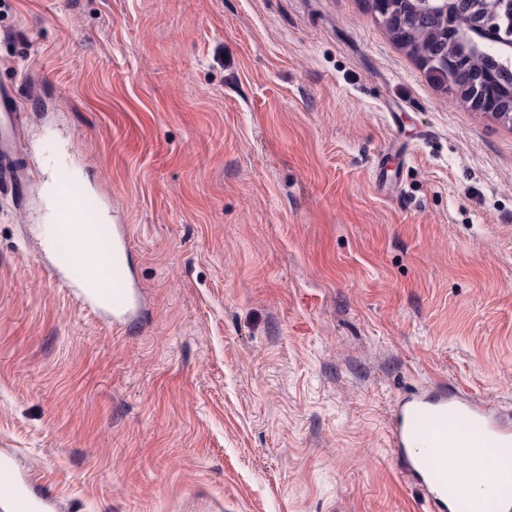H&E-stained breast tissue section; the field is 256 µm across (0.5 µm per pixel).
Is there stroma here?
<instances>
[{"label":"stroma","mask_w":512,"mask_h":512,"mask_svg":"<svg viewBox=\"0 0 512 512\" xmlns=\"http://www.w3.org/2000/svg\"><path fill=\"white\" fill-rule=\"evenodd\" d=\"M0 454L45 512H427L387 428L512 411V126L365 0H0ZM131 238L124 325L46 273L43 173ZM22 112L12 93L0 88V178L15 184L26 179L17 162L21 136Z\"/></svg>","instance_id":"obj_1"}]
</instances>
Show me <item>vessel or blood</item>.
Returning <instances> with one entry per match:
<instances>
[{"instance_id":"b4317fda","label":"vessel or blood","mask_w":512,"mask_h":512,"mask_svg":"<svg viewBox=\"0 0 512 512\" xmlns=\"http://www.w3.org/2000/svg\"><path fill=\"white\" fill-rule=\"evenodd\" d=\"M22 114L12 93L0 88V178L22 183L26 174L17 161ZM55 233L47 267L84 307L108 310L113 324L131 315L136 295L129 276V235L103 223L99 209L74 182L57 183L53 200ZM104 249L107 265L84 263L85 254ZM389 442L407 484L419 488L428 512H462L480 471L454 469L453 457L475 447L511 448L512 414L488 402L481 404L436 383L430 393L413 392L391 416ZM0 500L10 512H42L44 502L19 479L11 458L0 455Z\"/></svg>"}]
</instances>
